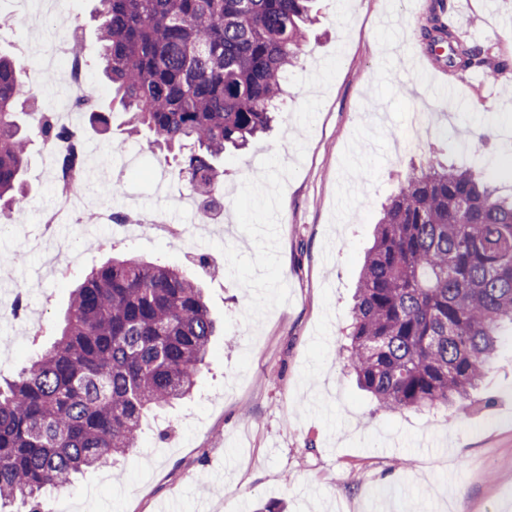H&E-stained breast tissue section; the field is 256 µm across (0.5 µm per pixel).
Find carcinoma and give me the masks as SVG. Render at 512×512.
<instances>
[{
  "label": "carcinoma",
  "mask_w": 512,
  "mask_h": 512,
  "mask_svg": "<svg viewBox=\"0 0 512 512\" xmlns=\"http://www.w3.org/2000/svg\"><path fill=\"white\" fill-rule=\"evenodd\" d=\"M103 73L136 133L173 154L200 207L223 205L228 150L274 121L314 25L315 0H95ZM420 35L449 68H499L463 45L444 0ZM20 59L0 52V203L19 210L31 136L62 144L57 177L85 170L82 141L50 112L33 134ZM496 173L430 154L379 214L343 350L387 412L466 400L512 328V195ZM215 323L181 269L114 256L77 285L58 339L0 384V502L46 512L49 489L135 451L143 417L192 393Z\"/></svg>",
  "instance_id": "obj_1"
}]
</instances>
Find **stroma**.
Returning a JSON list of instances; mask_svg holds the SVG:
<instances>
[{
	"label": "stroma",
	"mask_w": 512,
	"mask_h": 512,
	"mask_svg": "<svg viewBox=\"0 0 512 512\" xmlns=\"http://www.w3.org/2000/svg\"><path fill=\"white\" fill-rule=\"evenodd\" d=\"M434 0H317L316 37L288 75L272 131L224 157V218L233 234L175 207L189 188L146 136L125 134L126 113L102 94L110 129L87 123L98 146L139 148L134 167L113 161V209L134 201L183 225L164 234L92 233L65 224L81 258L65 279L40 272V254L19 250L55 206L44 148L33 140L22 222L0 212V304L23 292L37 324L16 337L0 325V380L58 333L76 277L115 252L180 268L203 285L217 330L191 399L168 425L144 421L139 448L88 471L57 494L55 512H512V341L484 384L454 411L379 412L345 367L365 250L382 202L422 153L468 165L474 154L512 159V0H448L461 39L489 46L504 67L486 85L475 70L449 71L419 29ZM93 0H0V50L55 41L68 16L82 28L90 82L101 80ZM433 127L421 152L400 150L413 113Z\"/></svg>",
	"instance_id": "1"
}]
</instances>
